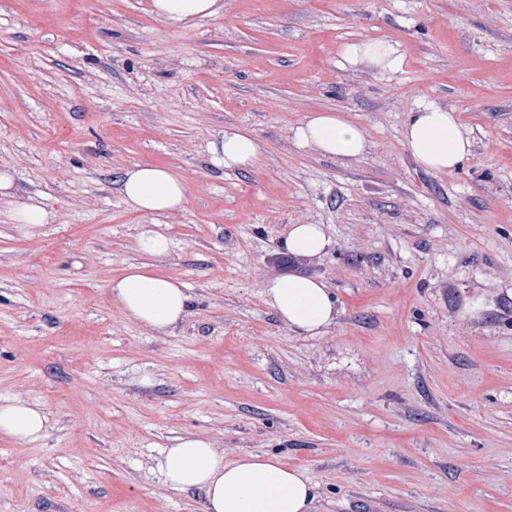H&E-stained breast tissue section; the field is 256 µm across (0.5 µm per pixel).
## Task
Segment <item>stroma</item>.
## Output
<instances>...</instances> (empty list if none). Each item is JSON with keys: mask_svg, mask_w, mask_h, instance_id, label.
I'll return each instance as SVG.
<instances>
[{"mask_svg": "<svg viewBox=\"0 0 512 512\" xmlns=\"http://www.w3.org/2000/svg\"><path fill=\"white\" fill-rule=\"evenodd\" d=\"M222 2L172 24L151 0H0V401L48 418L0 436V512H201L160 469L186 434L305 469L313 512H512V0ZM362 41L401 67L347 64ZM421 102L457 113L460 170L411 158ZM317 112L358 125L362 155L299 145ZM232 126L262 147L250 169L210 160ZM144 164L184 179V209L124 203ZM31 197L33 229L12 219ZM292 224L324 225L326 251L286 258ZM129 264L186 285L172 332L112 298ZM294 273L336 298L321 335L262 301ZM13 220L17 224L39 225L47 223V212L44 206L37 202H26L13 213ZM140 244L143 250L156 257L167 255L170 249L169 239L152 229L143 232Z\"/></svg>", "mask_w": 512, "mask_h": 512, "instance_id": "obj_1", "label": "stroma"}]
</instances>
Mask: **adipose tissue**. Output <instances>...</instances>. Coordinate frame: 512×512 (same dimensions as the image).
<instances>
[{
	"instance_id": "ef3b65f1",
	"label": "adipose tissue",
	"mask_w": 512,
	"mask_h": 512,
	"mask_svg": "<svg viewBox=\"0 0 512 512\" xmlns=\"http://www.w3.org/2000/svg\"><path fill=\"white\" fill-rule=\"evenodd\" d=\"M342 57L348 64L367 62L396 70L402 57L391 45L363 42L347 45ZM300 144L315 146L323 155L355 157L366 141L361 130L338 112H319L295 129ZM404 142L419 168L451 172L471 155V142L463 135L459 117L433 103H421L407 115ZM212 161L227 169H248L260 155V145L242 128L226 129L210 145ZM118 189L133 211L157 214L183 209L186 186L169 170L138 165L123 171ZM329 245L323 225H290L282 247L298 258L321 255ZM113 299L125 316L165 334L188 314L191 297L185 285L162 276L146 264H131L109 284ZM264 304L289 329L318 336L332 325L336 306L325 282L314 277L289 275L263 282ZM47 417L34 404L7 401L0 404V433L28 441L40 439ZM166 483L176 490L196 489L203 494L202 512H311L316 486L305 470L288 468L265 453H247L225 461L209 439L185 435L171 440L162 454Z\"/></svg>"
}]
</instances>
